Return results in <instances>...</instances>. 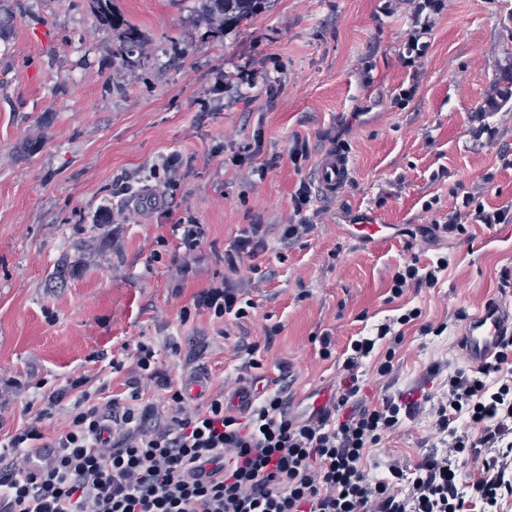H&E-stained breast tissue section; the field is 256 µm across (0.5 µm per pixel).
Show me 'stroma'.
Returning a JSON list of instances; mask_svg holds the SVG:
<instances>
[{
    "instance_id": "1",
    "label": "stroma",
    "mask_w": 512,
    "mask_h": 512,
    "mask_svg": "<svg viewBox=\"0 0 512 512\" xmlns=\"http://www.w3.org/2000/svg\"><path fill=\"white\" fill-rule=\"evenodd\" d=\"M417 3L269 0L212 33L199 0H112L146 43L125 63L120 30L101 31L90 0H0V441L34 422L44 388L69 379L126 397L141 342L158 348L176 384L206 377L197 404L285 381L308 411L345 376L352 341L414 307L422 315L405 326L392 375L379 376L370 357L356 373L373 404L442 392L445 371L466 364L468 315L512 302L499 283L512 271V221L422 233L447 220L459 193L512 211V0H440L427 52L409 66ZM258 134L274 162L262 180L231 162ZM298 136L310 149L299 170L288 157ZM336 147L352 161L348 187L315 199L323 222L282 247L292 192ZM169 158L179 166L170 185L154 173ZM120 180L129 194H117ZM146 192L157 204L143 203ZM121 206L126 221L109 222ZM188 215L206 230L191 254L172 232ZM368 218L387 225V241L352 238ZM250 224L268 230L263 282L224 265ZM442 256L450 265L436 287L392 296L399 267ZM228 274L255 302L253 316L181 322ZM443 322L442 335L422 331ZM325 332L335 343L327 360L316 341ZM171 338L179 352L166 348ZM264 341L261 369H244L240 345ZM432 432L420 410L373 450L374 474L421 461Z\"/></svg>"
}]
</instances>
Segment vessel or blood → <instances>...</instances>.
I'll return each mask as SVG.
<instances>
[{
    "label": "vessel or blood",
    "instance_id": "1",
    "mask_svg": "<svg viewBox=\"0 0 512 512\" xmlns=\"http://www.w3.org/2000/svg\"><path fill=\"white\" fill-rule=\"evenodd\" d=\"M322 195L333 198L346 188L352 173L349 158L336 150L322 154L318 165ZM512 335V307L489 300L472 313L465 325L463 346L467 361L477 365L491 357L502 337Z\"/></svg>",
    "mask_w": 512,
    "mask_h": 512
}]
</instances>
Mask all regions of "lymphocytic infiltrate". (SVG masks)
Instances as JSON below:
<instances>
[{"label":"lymphocytic infiltrate","mask_w":512,"mask_h":512,"mask_svg":"<svg viewBox=\"0 0 512 512\" xmlns=\"http://www.w3.org/2000/svg\"><path fill=\"white\" fill-rule=\"evenodd\" d=\"M311 201L312 185L301 180L282 243L313 231ZM464 217L502 224L508 214L466 193L442 232H464ZM267 248L263 225H248L224 263L232 272L247 265L265 281L257 259ZM448 265L444 257L423 269L405 264L392 277L393 296L435 287ZM254 307L227 278L202 291L182 317L203 309L219 321H241ZM420 315L409 309L396 325H380L376 338L353 341L330 406L307 416L291 411L284 386L237 413L225 408L220 392L206 406L188 408L182 388L159 369L154 346L138 343L126 398L86 390L83 377L70 380L67 390L77 399L63 428L49 437L39 427L64 395L57 389L45 395L36 422L0 445V512H499L512 498V376L503 373L512 363V337L484 363L449 371L447 393L425 395L436 444L420 463L392 467L386 479L370 475V452L413 417L417 402L398 393L365 406L356 368L386 338L392 347L377 371L390 374L402 327ZM146 381L164 392L167 413L143 402Z\"/></svg>","instance_id":"f902f5d3"}]
</instances>
